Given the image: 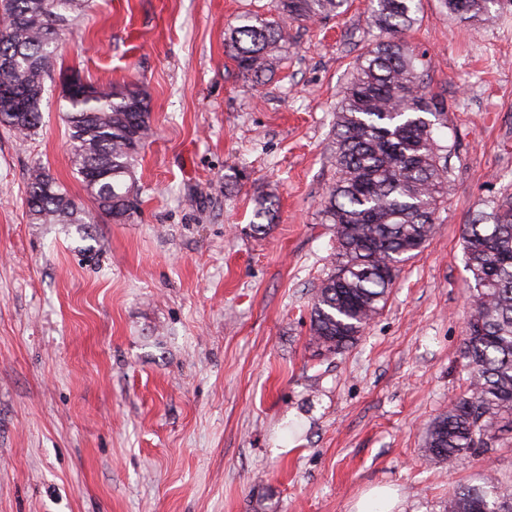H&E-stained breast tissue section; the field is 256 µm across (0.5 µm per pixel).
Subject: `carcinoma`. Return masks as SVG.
Returning a JSON list of instances; mask_svg holds the SVG:
<instances>
[{"label":"carcinoma","instance_id":"carcinoma-1","mask_svg":"<svg viewBox=\"0 0 512 512\" xmlns=\"http://www.w3.org/2000/svg\"><path fill=\"white\" fill-rule=\"evenodd\" d=\"M500 0H440L448 15L489 22ZM91 0H0V123L28 137L42 120L41 102L56 44L71 14ZM346 0H276L278 18H241L224 45L243 76L274 73L288 42L286 22L337 16ZM379 36L357 59L336 112L333 166L322 212L334 227L333 270L311 307L312 344L325 354L354 345L383 309L403 265L424 246L450 190V149L435 137L447 105L420 81L424 56L403 38L417 23L416 0H370ZM75 75L64 94L76 174L98 210L124 224L138 196L136 164L152 135L147 93L110 91ZM26 205L38 224H92L93 217L41 166L27 176ZM276 201L257 198L253 230L274 223ZM463 248L474 287L460 356L466 388L427 429L425 452L435 461L494 447L512 432V193L504 192L465 226ZM500 479L482 475L448 499V512H512Z\"/></svg>","mask_w":512,"mask_h":512}]
</instances>
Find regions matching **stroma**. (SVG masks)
Instances as JSON below:
<instances>
[{
    "label": "stroma",
    "mask_w": 512,
    "mask_h": 512,
    "mask_svg": "<svg viewBox=\"0 0 512 512\" xmlns=\"http://www.w3.org/2000/svg\"><path fill=\"white\" fill-rule=\"evenodd\" d=\"M273 0H93L61 37L42 124L0 127V512H448L476 474L512 489V434L454 465L427 427L465 389L474 281L465 224L512 186V4L489 26L421 0L404 35L448 106L451 186L380 315L342 353L310 343L335 250L322 199L336 106L377 31L370 0L288 25L271 79L244 77L224 32ZM137 84L154 135L126 224H36L29 169L86 209L64 82ZM275 196L269 231L250 227ZM373 502L367 505V503ZM397 503V495L389 488L382 487L374 489L367 498L361 500L358 504L357 512H392V508ZM381 510H374V508Z\"/></svg>",
    "instance_id": "35a3bbf8"
}]
</instances>
